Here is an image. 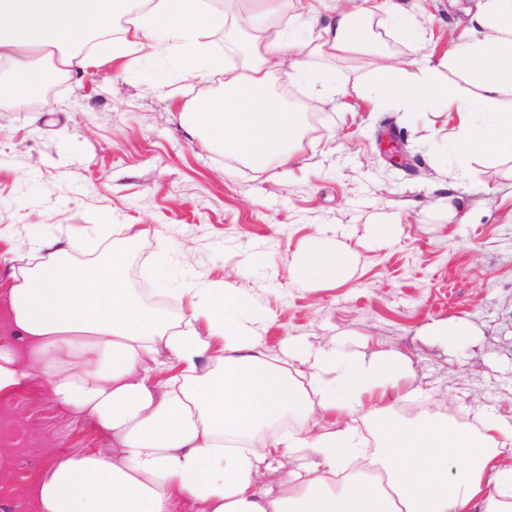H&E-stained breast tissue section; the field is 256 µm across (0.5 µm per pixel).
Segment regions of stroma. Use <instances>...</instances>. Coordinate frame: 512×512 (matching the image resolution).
I'll use <instances>...</instances> for the list:
<instances>
[{"mask_svg": "<svg viewBox=\"0 0 512 512\" xmlns=\"http://www.w3.org/2000/svg\"><path fill=\"white\" fill-rule=\"evenodd\" d=\"M424 23L431 48L467 34L475 0H402ZM199 82L178 59L148 54L122 68L67 78L40 106L0 114V284L26 260L32 237L95 224L123 225L131 238L133 288H153L151 267L170 257L173 281L190 274L258 293L270 313L259 334L282 358L299 339L318 346L345 337L366 354L409 361L410 382L440 396L449 418L474 419L488 405L512 423V160L474 159L460 175L451 160L454 113L412 117L374 107L372 69L362 55L336 62L337 94L310 96L275 78L273 90L299 104L306 133L292 174L253 170L200 144L181 114L221 99L220 70L237 61L224 32L209 33ZM395 131L401 164L385 155ZM454 183L444 200L436 183ZM389 232L378 236L375 225ZM352 259L334 287L306 288L290 269L317 231ZM465 319L449 343L436 329ZM107 447L108 435L33 385L0 401V448L15 451L0 475V512H31L27 492L54 462Z\"/></svg>", "mask_w": 512, "mask_h": 512, "instance_id": "35a3bbf8", "label": "stroma"}]
</instances>
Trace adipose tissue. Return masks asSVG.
I'll return each instance as SVG.
<instances>
[{
	"label": "adipose tissue",
	"mask_w": 512,
	"mask_h": 512,
	"mask_svg": "<svg viewBox=\"0 0 512 512\" xmlns=\"http://www.w3.org/2000/svg\"><path fill=\"white\" fill-rule=\"evenodd\" d=\"M241 3L223 12L215 0H0V63L9 67L0 101L25 104L39 63L73 75L178 52L184 78L198 77L191 52L220 27L229 44L248 33V46L221 72L223 100L185 119L256 170L296 161L302 116L269 93L282 66L327 98L336 91L329 61L354 54L372 59L371 99L455 110L458 169L476 155L512 160V108L490 106L512 94V0H480L467 41L442 57L479 82L478 100L438 82L439 65L401 79L404 62L377 29L415 48L426 38L399 0H353L322 19L312 0ZM120 232L102 224L93 240L77 231L28 240L39 261L18 267L0 296V398L40 382L112 438L109 449L50 466L33 487V512H512V464L503 462L512 425L492 407L478 408L476 430L434 411L395 420L397 401L420 394L401 387L407 361L344 339L290 344L289 360L303 367L293 377L260 345L268 313L257 294L190 281L187 310L147 302L129 286ZM348 267L327 236L291 261L295 279L313 286ZM362 421L375 425L376 446ZM284 467L288 480L271 483Z\"/></svg>",
	"instance_id": "ef3b65f1"
}]
</instances>
